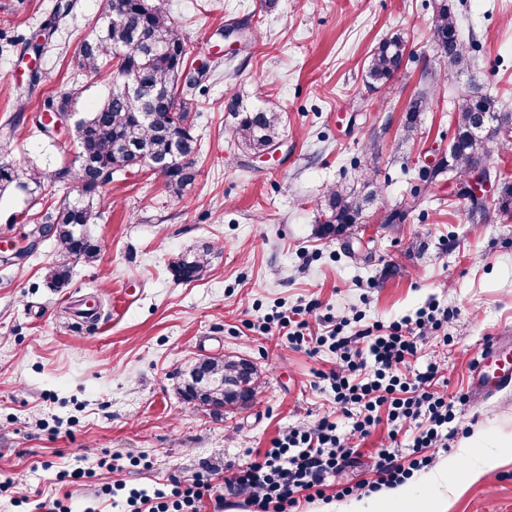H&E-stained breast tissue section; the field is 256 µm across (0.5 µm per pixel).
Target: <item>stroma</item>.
Listing matches in <instances>:
<instances>
[{
  "label": "stroma",
  "instance_id": "stroma-1",
  "mask_svg": "<svg viewBox=\"0 0 512 512\" xmlns=\"http://www.w3.org/2000/svg\"><path fill=\"white\" fill-rule=\"evenodd\" d=\"M180 28L189 58L207 55L224 26L251 20L249 50H224L209 94L194 116L198 175L182 196L143 174L114 181L96 201L90 232L101 246L95 264H74L67 287H47L57 243L30 245L40 212L64 197L60 188L29 195L0 192V512H38L46 499L68 512L127 488L153 489L173 474L223 468L246 449L266 448L288 429L310 425L334 409V393L316 371L335 353L261 334L245 321L316 302L311 325L356 316L389 324L415 318L435 303L450 315L447 337L419 344L417 367L438 359L455 395L454 431L433 448L435 467L456 459L460 473L443 490L437 512H512V447L492 471L472 469L480 434L512 439V394L481 401L471 382L481 350L501 326L512 327V215L485 224L446 175L425 181L418 156L448 151L454 102L479 90L512 113V0H448L461 38L474 44L467 68L441 85L424 79L439 68L433 0H163ZM56 0H0V161L51 171L72 163L67 137L48 139L30 114L56 87L80 89L73 112L98 104L109 76L79 70L80 44L94 36L102 0H76L40 71L49 81L29 88L22 39L49 18ZM408 43L400 70L381 87L364 69L380 41ZM281 112V146L263 162L238 148L225 128L224 93ZM433 95L417 141L401 147L402 109ZM28 98V116L17 101ZM354 187L370 203L367 223L347 235L317 233L329 187ZM420 196L403 223L383 224L382 211ZM212 246L199 281L175 280L178 255ZM223 355L249 361L261 375L255 400L215 413L190 409L180 389L198 359ZM380 419L361 439L362 458L330 481L325 499L303 512H343L342 487L370 479L374 455L389 443ZM85 456L86 467L117 456L113 472L61 484L56 474ZM147 466H140V459ZM8 477L21 488L5 486Z\"/></svg>",
  "mask_w": 512,
  "mask_h": 512
}]
</instances>
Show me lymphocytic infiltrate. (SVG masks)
Here are the masks:
<instances>
[{
    "label": "lymphocytic infiltrate",
    "mask_w": 512,
    "mask_h": 512,
    "mask_svg": "<svg viewBox=\"0 0 512 512\" xmlns=\"http://www.w3.org/2000/svg\"><path fill=\"white\" fill-rule=\"evenodd\" d=\"M447 324V312L432 308L413 320L374 323L349 334L343 318L326 320L323 328L315 329L297 311L276 312L271 322L263 323V330L275 326L292 343L336 352L335 367L319 374L335 393V416L292 428L270 448L247 450L242 459L226 466L224 474L204 469L170 478L151 493L130 490L127 506L131 512H201L210 503L219 510L230 494L246 497L260 512H298L302 503L323 499L330 477L361 455L338 434L337 417L351 419V436L362 437L382 410L394 427L416 425L414 455L403 456L396 448L378 453L371 464L373 480L344 487L342 493L369 495L403 483L413 471L431 465L427 451L441 441L452 417L453 399L436 389L444 371L441 362H429L422 369L412 364L419 342L439 335Z\"/></svg>",
    "instance_id": "f902f5d3"
}]
</instances>
